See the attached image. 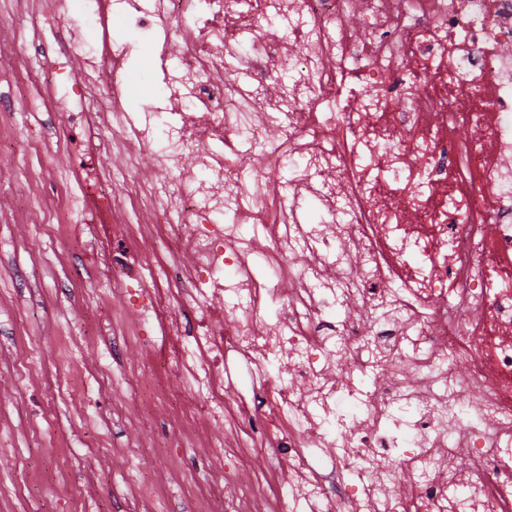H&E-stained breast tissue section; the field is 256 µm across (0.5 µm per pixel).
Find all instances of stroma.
Instances as JSON below:
<instances>
[{
    "label": "stroma",
    "instance_id": "35a3bbf8",
    "mask_svg": "<svg viewBox=\"0 0 512 512\" xmlns=\"http://www.w3.org/2000/svg\"><path fill=\"white\" fill-rule=\"evenodd\" d=\"M52 0H0V512H233L240 492H257L263 457L220 470L212 449L239 453L237 407L217 428L194 420V398L166 363L177 348L156 315H178L192 335L223 298L194 306L191 254L160 241L157 216L143 206L169 171L145 156L78 157L63 140L67 115L31 74L64 63L95 97L120 93L129 124L146 128L166 104L165 57L181 52L174 26L151 43L128 35L131 54L119 87L95 60L68 59L46 24ZM113 181L102 213L80 186L85 165ZM96 225L88 242L74 225ZM170 264L182 288L166 284L157 303L115 281L99 261L115 247ZM160 485L157 497L138 489Z\"/></svg>",
    "mask_w": 512,
    "mask_h": 512
}]
</instances>
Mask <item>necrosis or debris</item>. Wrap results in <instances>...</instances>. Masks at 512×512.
<instances>
[{"label":"necrosis or debris","mask_w":512,"mask_h":512,"mask_svg":"<svg viewBox=\"0 0 512 512\" xmlns=\"http://www.w3.org/2000/svg\"><path fill=\"white\" fill-rule=\"evenodd\" d=\"M154 2L115 7L143 32L181 19L187 50L168 74L169 107L129 143L166 167L196 156L204 178L181 169L157 185L150 207L194 255L197 295H222L230 322L183 342L173 362L213 421L229 406L228 357L267 368L259 399L237 406L246 436L273 459L264 480L288 485L268 512H297L310 497L323 512H512V445L501 442L512 427V181L497 164L512 154V0ZM356 12L368 40L365 78L380 87L372 97L339 90ZM50 25L69 53H126L112 37ZM281 25L303 35L301 48L272 43ZM242 30L248 65L265 80L252 90L206 80L224 58L239 59ZM462 60L471 67L465 91L447 82ZM417 69L441 86H419ZM57 86L81 107L77 127L98 117L71 74ZM317 108L342 142L312 129ZM459 124L474 137L450 141ZM77 127L70 151L111 154V136ZM216 138L224 155L207 148ZM242 144L294 168L275 214L261 186L241 193ZM377 157L390 172L417 168L418 184L401 194L371 183ZM312 190L325 203L321 223H295ZM296 250L311 258L294 271L286 255ZM369 374L377 384L367 389ZM344 395L359 404L350 421L336 413Z\"/></svg>","instance_id":"necrosis-or-debris-1"}]
</instances>
